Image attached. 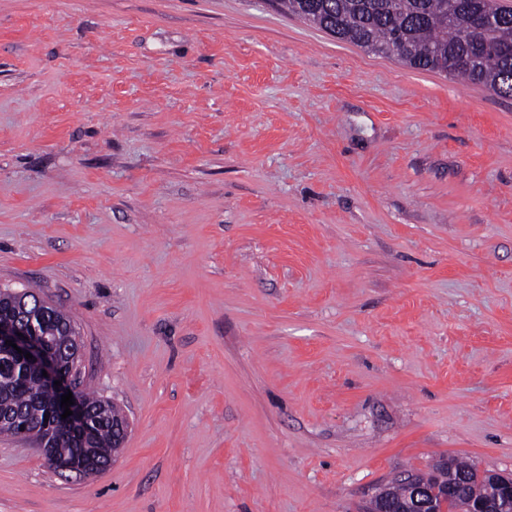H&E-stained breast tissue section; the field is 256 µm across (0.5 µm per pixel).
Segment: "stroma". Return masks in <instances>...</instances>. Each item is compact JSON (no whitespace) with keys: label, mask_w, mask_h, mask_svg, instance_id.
<instances>
[{"label":"stroma","mask_w":512,"mask_h":512,"mask_svg":"<svg viewBox=\"0 0 512 512\" xmlns=\"http://www.w3.org/2000/svg\"><path fill=\"white\" fill-rule=\"evenodd\" d=\"M0 286L67 312L116 462L0 435V512H360L512 475V99L274 0H0ZM80 395L86 401L96 421L99 449L110 448L113 446L111 456H108L105 459L93 461L81 470L82 476H91L107 468L111 464L112 460H114L115 453L122 447L128 434L130 423L129 419L124 414L115 415L114 419L111 420L107 413L99 411V408L102 407V403L110 405L111 403L109 401L91 396L84 391H81ZM444 458L434 463L428 472H414L406 470L379 489L382 501L387 500V504L391 508L405 509L407 507L418 506L419 500L423 497H430L429 491L437 500V506L444 509H436L431 512H460L456 509L465 504H479L477 507H471L468 512H503L509 509L510 500L512 501V485L506 481L503 496L500 487L497 484L498 479L503 476L498 473L484 472L479 474L478 471L463 460L456 458H448L451 461V467L442 465ZM427 478L425 483L420 482L415 487V505L413 502L414 484ZM420 492V493H419ZM419 493V496H418ZM503 498V501L497 498ZM382 501H379V507L370 504L371 510L375 512H384ZM490 501V502H486ZM485 502V503H484ZM503 502V506H501Z\"/></svg>","instance_id":"obj_1"}]
</instances>
